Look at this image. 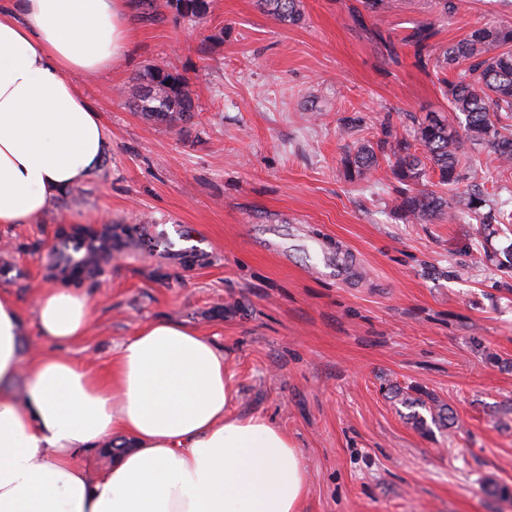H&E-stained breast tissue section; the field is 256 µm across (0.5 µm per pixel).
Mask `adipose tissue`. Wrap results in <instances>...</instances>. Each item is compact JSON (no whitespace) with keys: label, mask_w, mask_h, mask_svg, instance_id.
Wrapping results in <instances>:
<instances>
[{"label":"adipose tissue","mask_w":512,"mask_h":512,"mask_svg":"<svg viewBox=\"0 0 512 512\" xmlns=\"http://www.w3.org/2000/svg\"><path fill=\"white\" fill-rule=\"evenodd\" d=\"M132 0H0V224H25L83 183L108 151L96 106L72 82L126 53ZM84 289L35 302L45 339L87 336ZM26 319L0 292V512H301V454L261 415L231 411L224 353L158 318L96 373L49 351L22 353ZM129 447L90 477L85 451Z\"/></svg>","instance_id":"obj_1"}]
</instances>
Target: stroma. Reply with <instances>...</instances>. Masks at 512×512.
Masks as SVG:
<instances>
[{
    "mask_svg": "<svg viewBox=\"0 0 512 512\" xmlns=\"http://www.w3.org/2000/svg\"><path fill=\"white\" fill-rule=\"evenodd\" d=\"M301 0L277 20L256 0H211L203 19L134 15L132 47L76 83L100 111L111 147L83 184L27 224H0V291L32 315L60 224H126L104 274L85 283L92 326L61 355L104 370L150 320L185 323L224 353L232 410L260 414L299 448L302 512H512L489 491L512 488V224L468 215L478 186L512 211V170L483 145L449 205L420 224L396 208L387 158L349 179L348 153L412 137L444 116L433 69L406 38L433 23L448 45L478 25L512 23V0ZM188 77L200 106L168 127L145 120L126 91L151 65ZM362 123L349 132L345 117ZM279 235L287 261L258 242ZM157 250L145 252L143 238ZM341 260L344 280L323 274ZM423 389L456 428L421 430L395 390Z\"/></svg>",
    "mask_w": 512,
    "mask_h": 512,
    "instance_id": "stroma-1",
    "label": "stroma"
}]
</instances>
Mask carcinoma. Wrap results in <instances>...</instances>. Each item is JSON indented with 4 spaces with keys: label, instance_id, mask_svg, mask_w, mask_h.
<instances>
[{
    "label": "carcinoma",
    "instance_id": "carcinoma-1",
    "mask_svg": "<svg viewBox=\"0 0 512 512\" xmlns=\"http://www.w3.org/2000/svg\"><path fill=\"white\" fill-rule=\"evenodd\" d=\"M258 2L281 21L296 24L302 19L299 0ZM166 3L178 16L189 20L203 18L210 9V0ZM434 35L432 25H419L410 42L422 65L433 61L441 69L460 67L453 79H441L456 126L446 120L429 119L418 123L411 141L393 139L387 131L377 145L362 143L345 159L349 179L359 180L377 166V151H390L394 158L391 171L399 184L397 207L418 223L428 221L444 207L441 197L418 185L432 172L443 185L457 184L462 177L466 144L485 145L496 170L512 166V133L501 132L502 120L512 119V24L475 27L463 40L443 48L432 43ZM127 96L135 111L169 126L190 120L197 111L190 80L165 65L145 69L128 88ZM418 145L425 149L423 159L416 155ZM466 206L481 224H512V213L486 209L487 201L478 189L471 190ZM127 231L123 225L109 224L97 233L60 235L52 249V266L66 278L93 279Z\"/></svg>",
    "mask_w": 512,
    "mask_h": 512
}]
</instances>
